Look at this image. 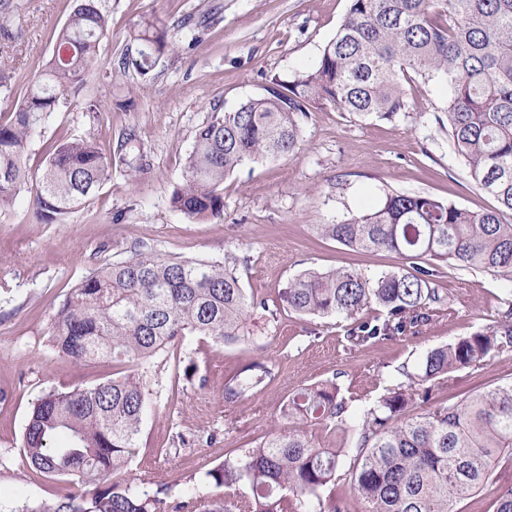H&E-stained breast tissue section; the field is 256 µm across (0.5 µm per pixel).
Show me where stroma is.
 <instances>
[{"label": "stroma", "mask_w": 512, "mask_h": 512, "mask_svg": "<svg viewBox=\"0 0 512 512\" xmlns=\"http://www.w3.org/2000/svg\"><path fill=\"white\" fill-rule=\"evenodd\" d=\"M5 2L12 13L0 25V123L11 119L22 91L42 72L55 31L72 9V0ZM107 7L110 31L100 49L105 69L90 74L42 121L27 167L38 173L54 143L91 136L112 158L110 177L64 220L36 216L29 184L15 208L0 216V512H20L60 494V484L33 472L21 453L28 414L44 393L93 386L118 367L60 355L48 343L51 322L86 276L134 251L212 261L236 254L247 296L268 303L247 320L248 344L190 336L144 366L149 409L130 473L166 487L160 512L214 495L206 472L281 424L282 407L299 385L336 380L351 413H362L364 393L401 382V366H415L429 350L492 325L512 301V282L444 265L440 285L451 313L419 332L355 346L343 320L303 317L280 299L307 269L374 274L402 266L396 253L352 249L318 231L375 209L387 191L425 193L475 212L497 208L468 177L436 122L449 95L441 84L408 87L411 111L390 122L319 106L302 122L297 153L245 163L225 179L222 216L196 220L172 208L195 130L211 106L233 109L271 80L313 66L349 0H108ZM147 19L166 27L173 48L145 84L122 59L135 51L133 30ZM185 19L198 26L195 44L177 28ZM90 94L100 113L83 111ZM129 131L135 140L119 151ZM255 361L271 369V381L252 397L225 402V379ZM510 382L512 357L494 356L484 369L456 372L452 384L435 388L433 401L452 404Z\"/></svg>", "instance_id": "obj_1"}]
</instances>
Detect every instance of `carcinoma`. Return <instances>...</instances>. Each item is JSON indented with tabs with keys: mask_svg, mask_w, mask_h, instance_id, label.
Here are the masks:
<instances>
[{
	"mask_svg": "<svg viewBox=\"0 0 512 512\" xmlns=\"http://www.w3.org/2000/svg\"><path fill=\"white\" fill-rule=\"evenodd\" d=\"M109 17L98 0H76L51 58L27 86L12 119L0 124V215L29 180L28 141L69 90L101 68ZM125 65L149 80L168 48L167 31L147 21L133 35ZM444 83L448 141L498 208L472 212L428 195L392 192L381 206L322 235L350 248L399 254L405 268L368 275L306 270L283 297L300 315L347 321L353 345L417 332L446 310L437 266L480 270L512 282V0H350L317 63L226 111L218 104L196 130L183 183L172 206L195 219L224 210V179L245 162L297 151L300 120L327 102L360 118L391 120L409 109L404 84ZM112 162L90 137L60 142L35 176L33 204L47 221L82 208L110 175ZM162 259L136 251L86 277L57 311L53 348L87 362L108 358L126 373L93 387L49 392L33 405L22 446L29 467L65 484L64 493L23 512H152L161 503L129 477L148 397L139 369L188 336L224 343L249 340L250 299L237 265ZM512 354V304L482 331L427 352L407 382L386 389L354 420L333 381L297 388L282 409L284 427L206 473L224 495L201 498L191 512H459L463 499L490 489L495 512H512V383L439 404L416 415L438 382L478 370L490 356ZM224 382L228 403L272 377L253 362ZM339 435L321 446L309 427ZM245 484L248 492L235 487Z\"/></svg>",
	"mask_w": 512,
	"mask_h": 512,
	"instance_id": "1",
	"label": "carcinoma"
}]
</instances>
